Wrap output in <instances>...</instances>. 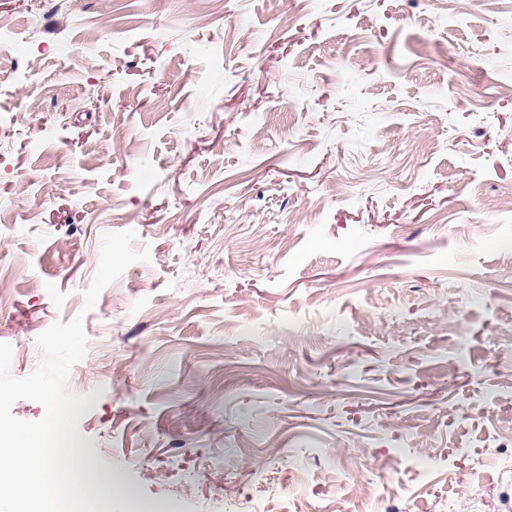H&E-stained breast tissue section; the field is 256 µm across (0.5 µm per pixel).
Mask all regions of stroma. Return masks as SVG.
<instances>
[{
    "instance_id": "1",
    "label": "stroma",
    "mask_w": 512,
    "mask_h": 512,
    "mask_svg": "<svg viewBox=\"0 0 512 512\" xmlns=\"http://www.w3.org/2000/svg\"><path fill=\"white\" fill-rule=\"evenodd\" d=\"M32 3L0 0V342L21 378L83 315L82 456L144 512H499L512 0ZM124 230L150 259L84 311Z\"/></svg>"
}]
</instances>
